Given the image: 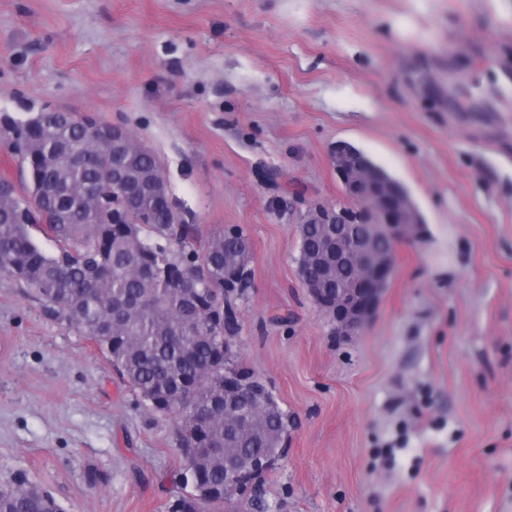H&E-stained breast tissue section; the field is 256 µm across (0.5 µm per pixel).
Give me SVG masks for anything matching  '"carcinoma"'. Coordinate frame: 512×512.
Listing matches in <instances>:
<instances>
[{
    "label": "carcinoma",
    "mask_w": 512,
    "mask_h": 512,
    "mask_svg": "<svg viewBox=\"0 0 512 512\" xmlns=\"http://www.w3.org/2000/svg\"><path fill=\"white\" fill-rule=\"evenodd\" d=\"M0 141L16 148L21 188L29 194L24 205L13 189L0 198V275L24 281L52 314L95 341L148 410L167 413L186 394L189 404L209 411L204 426L189 415L177 419L184 460L213 450L197 472L180 473L178 512H224L232 502L224 495V455L246 459L281 448L292 424L277 399L247 402L224 387L227 365L243 382H258L254 370L224 353V304L251 276L238 247L244 230L204 237L186 223L169 194L147 189L150 181H166L142 145L122 156L129 195L93 204L87 192L99 194L112 182V153L99 149L95 126L70 113L8 115ZM112 209L123 223L108 221ZM34 230L55 243V252L42 249ZM298 240L309 277L354 287L349 269L327 271L310 259L320 245L319 225H305ZM186 271L197 279L202 315L213 322L209 336L178 287ZM27 486L21 477L13 480L0 496V512H62L51 493L29 495Z\"/></svg>",
    "instance_id": "carcinoma-1"
}]
</instances>
